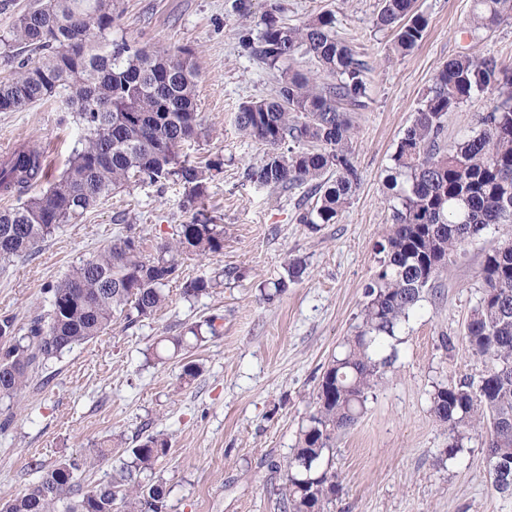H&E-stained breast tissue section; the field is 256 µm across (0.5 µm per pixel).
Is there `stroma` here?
Here are the masks:
<instances>
[{
	"label": "stroma",
	"mask_w": 512,
	"mask_h": 512,
	"mask_svg": "<svg viewBox=\"0 0 512 512\" xmlns=\"http://www.w3.org/2000/svg\"><path fill=\"white\" fill-rule=\"evenodd\" d=\"M288 25L331 12L336 33L367 61L369 98L349 110L359 185L338 223L309 230L297 223L300 189L285 193L249 180L266 148L243 135V103L270 97L276 71L241 45L244 23L232 0H120L118 33L130 44L184 46L192 51L203 132L183 154L221 160L208 184V213L224 227V251L185 260L184 276H220L212 294L188 299L172 284L154 319L106 334L51 361V379L0 401V501L39 478L30 464L50 467L93 454L111 440L112 455L82 473L89 489L138 436L164 434L169 451L152 477L166 490V512H281L283 465L313 411L319 380L347 338L362 328L364 289L378 268L376 245L388 231L395 203L392 156L441 66L462 53L493 57L512 68V20L471 32L473 0H416L428 19L423 41L409 55L393 50L392 29L377 26L381 0H280ZM80 134L64 95L18 112H0V159L20 143L39 147L48 179L59 178ZM185 190L170 181L137 182L112 194L75 224L38 243L29 255L0 264V315L26 332L42 309L48 285L135 224L149 245L171 239L189 223ZM505 237L492 226L448 265L394 339L379 350L392 357L358 421L337 439L334 468L342 491L331 512H512V496L497 494L478 435L464 439L454 459L438 464L448 428L430 411L435 384L473 373L466 324L482 290L485 253ZM299 260L301 278L273 302L262 288L285 277ZM227 268L236 278L222 277ZM222 316L218 335L192 349L202 373L181 378L183 357L157 361L160 337Z\"/></svg>",
	"instance_id": "1"
}]
</instances>
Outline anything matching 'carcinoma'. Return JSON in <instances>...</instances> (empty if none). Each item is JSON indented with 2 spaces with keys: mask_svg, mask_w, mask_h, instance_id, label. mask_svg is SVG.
I'll use <instances>...</instances> for the list:
<instances>
[{
  "mask_svg": "<svg viewBox=\"0 0 512 512\" xmlns=\"http://www.w3.org/2000/svg\"><path fill=\"white\" fill-rule=\"evenodd\" d=\"M279 0H263L260 29L245 28L240 43L262 64L277 70L297 56L314 59L320 77L283 71L272 97L244 103L238 130L267 146L262 163L247 176L286 192L308 187L315 205L297 222L315 230L336 224L359 184L351 150L352 124L343 111L366 107L368 64L336 35L335 17L321 12L299 26L280 20ZM122 13L119 0H42L18 15L0 36L4 57L22 46L39 54L22 60L0 80V112H17L64 91L81 133L65 173L47 190L0 211V262L27 254L64 224L117 190L148 178L183 185L190 208L204 205L218 161L200 165L181 155L199 133L196 74L185 47H132L112 38ZM512 17V0H474L473 30ZM377 24L395 31L393 50L406 55L422 42L428 20L415 0H382ZM475 94L488 95L478 129L443 145L445 119ZM399 205L366 287L363 329L348 339L322 375L316 405L286 464L283 512H328L341 491L330 452L336 438L364 411L380 369L376 347L395 336L442 269L490 226L512 228V69L493 57L458 55L442 65L417 109L413 124L392 156ZM45 176L36 149L15 151L0 165V190L23 194ZM146 239L132 224L98 254L81 261L47 290L49 309L36 315L27 335H15V319L0 317V399L28 388L48 363L89 342L123 320H150L165 306L170 286L186 298L210 294L216 279L183 277V261L224 251V225L197 211L175 238L146 253ZM484 284L466 336L481 369L431 394L436 419L451 442L445 459L462 450L464 437H482L492 487L512 495V233L492 247L480 272ZM163 434H149L131 448L112 477L84 492L78 473L112 455L102 442L92 456L61 461L41 471L0 512H165L163 483H144L167 454Z\"/></svg>",
  "mask_w": 512,
  "mask_h": 512,
  "instance_id": "cac0c4a2",
  "label": "carcinoma"
}]
</instances>
